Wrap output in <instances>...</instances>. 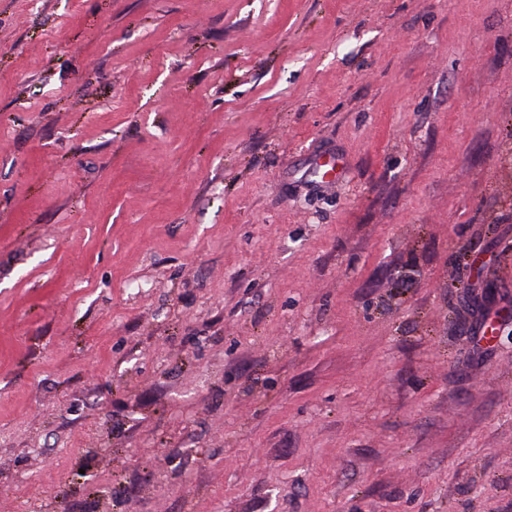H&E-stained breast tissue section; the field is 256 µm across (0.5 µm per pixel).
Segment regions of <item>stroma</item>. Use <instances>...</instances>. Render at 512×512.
<instances>
[{
	"mask_svg": "<svg viewBox=\"0 0 512 512\" xmlns=\"http://www.w3.org/2000/svg\"><path fill=\"white\" fill-rule=\"evenodd\" d=\"M0 512H512V0H0ZM314 171L321 176L325 185H333L342 177L344 161L334 153L315 155L312 159Z\"/></svg>",
	"mask_w": 512,
	"mask_h": 512,
	"instance_id": "obj_1",
	"label": "stroma"
}]
</instances>
